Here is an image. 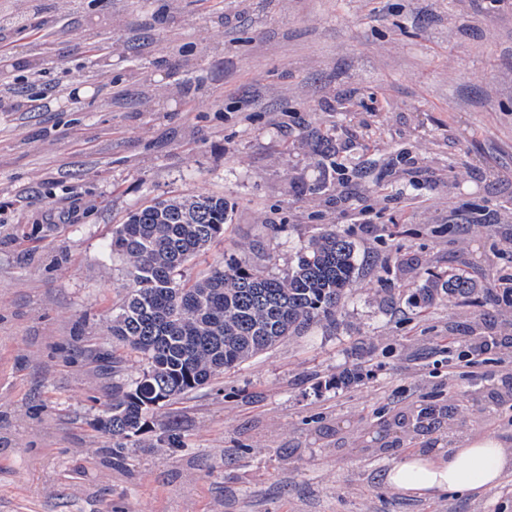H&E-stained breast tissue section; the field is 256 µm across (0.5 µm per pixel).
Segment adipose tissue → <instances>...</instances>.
Here are the masks:
<instances>
[{
	"instance_id": "1",
	"label": "adipose tissue",
	"mask_w": 512,
	"mask_h": 512,
	"mask_svg": "<svg viewBox=\"0 0 512 512\" xmlns=\"http://www.w3.org/2000/svg\"><path fill=\"white\" fill-rule=\"evenodd\" d=\"M510 473L512 447L490 435H474L445 454H409L387 471L386 482L404 494L435 498L486 492Z\"/></svg>"
}]
</instances>
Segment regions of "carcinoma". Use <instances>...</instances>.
<instances>
[{
	"label": "carcinoma",
	"instance_id": "1",
	"mask_svg": "<svg viewBox=\"0 0 512 512\" xmlns=\"http://www.w3.org/2000/svg\"><path fill=\"white\" fill-rule=\"evenodd\" d=\"M232 214L221 196H172L131 211L112 232L110 249L121 258L131 288L112 310L110 331L147 362L136 379L112 386V399L97 418L116 450L130 440L139 448L155 447L150 413L314 321H335L359 276L354 242L324 229L280 274L266 272L244 253L193 281L183 279L188 262L223 235ZM479 291L465 274L435 273L408 301L422 310Z\"/></svg>",
	"mask_w": 512,
	"mask_h": 512
}]
</instances>
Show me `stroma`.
Returning a JSON list of instances; mask_svg holds the SVG:
<instances>
[{"label": "stroma", "mask_w": 512, "mask_h": 512, "mask_svg": "<svg viewBox=\"0 0 512 512\" xmlns=\"http://www.w3.org/2000/svg\"><path fill=\"white\" fill-rule=\"evenodd\" d=\"M41 4L29 32L0 30V512H512V475L433 499L385 481L411 452L512 444V408L467 402L448 353L472 317L496 323L512 271V0ZM325 140L340 163L406 159L345 179ZM198 193L235 211L188 278L249 243L283 272L322 228L363 270L335 323L154 411L163 446L116 467L101 356L127 380L145 362L109 331L128 289L112 231ZM430 271L485 290L419 311ZM434 402L437 424L396 426Z\"/></svg>", "instance_id": "1"}]
</instances>
